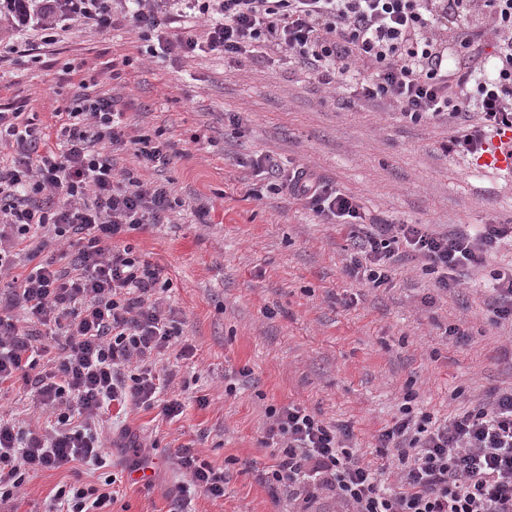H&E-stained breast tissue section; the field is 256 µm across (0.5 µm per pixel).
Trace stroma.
I'll list each match as a JSON object with an SVG mask.
<instances>
[{"mask_svg":"<svg viewBox=\"0 0 512 512\" xmlns=\"http://www.w3.org/2000/svg\"><path fill=\"white\" fill-rule=\"evenodd\" d=\"M137 44L124 27L82 30L45 46L37 60L2 64L0 107L37 113L51 128L56 109L95 80L116 90L131 135L160 133L174 143L177 156L157 178L184 204L171 223L126 240L168 272L162 307L178 313L180 341L193 353L167 351L154 370L173 371L170 391L184 411L166 420L154 408L111 407L110 467L91 472L76 463L28 477L0 512H47L58 487L109 477L117 492L110 512H170L184 479L173 458L181 448L226 480L223 498L197 495L191 512H292L254 473L272 462L262 443L267 408L292 402L351 425L363 464L395 485L398 469L377 452L376 438L406 395L443 421L491 390L512 389V324L492 323L493 294L483 286L512 262V249L494 251L468 287L447 294L414 258L394 265L389 287L363 286L344 272L342 226L322 223L245 163L268 153L283 169L312 166L371 216L442 232L512 224V176L445 152L448 124L410 122L351 84L326 88L275 46L252 57L179 61L139 54ZM194 202L209 208L206 223L191 211ZM453 326L465 330L464 341L448 335ZM0 415L47 424L20 381L0 385ZM131 438L149 449V485L128 478Z\"/></svg>","mask_w":512,"mask_h":512,"instance_id":"obj_1","label":"stroma"}]
</instances>
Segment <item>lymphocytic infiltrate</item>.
<instances>
[{"label":"lymphocytic infiltrate","instance_id":"obj_1","mask_svg":"<svg viewBox=\"0 0 512 512\" xmlns=\"http://www.w3.org/2000/svg\"><path fill=\"white\" fill-rule=\"evenodd\" d=\"M188 18L204 22V39L170 37ZM0 20L10 31L0 62L33 56L80 28L122 25L154 57L236 58L270 43L327 86L348 83L368 65L362 97L389 101L413 122L448 123L447 152L482 156L512 128V0H0ZM32 32L39 42L29 41ZM57 118L50 135L28 113L0 108V142L14 152L0 165V276L8 278L0 292V385L21 378L55 418L39 433L0 417V504L27 476L77 461L105 467L99 423L112 405L180 416L183 404L164 398L170 380L152 360L174 346L192 352L178 344L181 320L155 297L169 286L164 267L125 242L130 232L169 223L179 201L170 185L116 172L112 163L114 152L129 151L158 172L172 163L173 143L130 135L117 97L87 83ZM251 165L280 175L282 189L323 223L346 228L345 273L372 288L388 285L392 266L410 255L435 274L439 291L451 292L512 243L511 224L439 232L369 220L355 197L311 166L283 175L263 153ZM51 241L69 247L67 267L45 256ZM21 244L32 266L14 278ZM267 415L263 443L274 462L257 477L297 512H312L323 495L336 512H512V390L491 391L443 422L404 403L377 437L402 465L394 489L356 456L349 425L294 403ZM175 459L184 479L173 512H187L200 493L223 497V471L187 449ZM111 502L78 481L57 489L49 512H104Z\"/></svg>","mask_w":512,"mask_h":512}]
</instances>
